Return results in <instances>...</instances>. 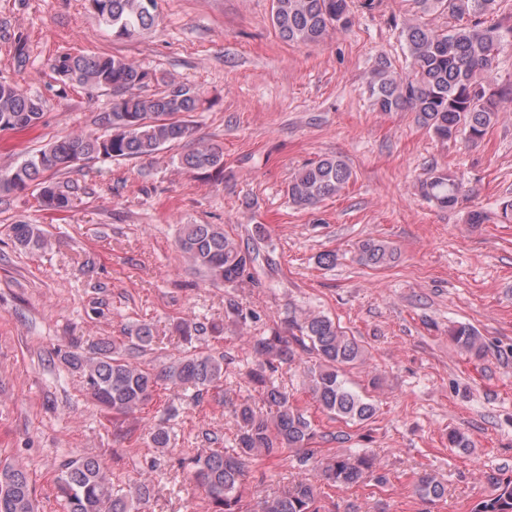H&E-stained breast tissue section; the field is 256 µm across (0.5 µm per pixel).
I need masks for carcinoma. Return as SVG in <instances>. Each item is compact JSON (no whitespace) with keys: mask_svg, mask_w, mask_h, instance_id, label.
<instances>
[{"mask_svg":"<svg viewBox=\"0 0 512 512\" xmlns=\"http://www.w3.org/2000/svg\"><path fill=\"white\" fill-rule=\"evenodd\" d=\"M99 23L117 40H128L154 27L158 0H88ZM421 18L404 28L410 72L396 74L390 59L380 57L371 72L368 89L373 105L381 112L409 109L419 124L446 142L461 139L474 145L499 119V101L512 91L511 84L494 90L484 75L495 70L503 47L512 45V9L507 0H415ZM354 0H273L271 20L280 38L310 46L322 42L332 31H344L355 23ZM448 15L444 28L432 27L422 17ZM52 69L88 92L110 91L112 102L102 112L104 131L73 133L27 155L19 164L0 172V197L39 189L41 206L64 212L78 196L80 186L70 181L52 182L44 173L63 174L79 162L91 159H151L160 151L183 143L191 148L178 158L188 173H224V147L195 140L187 117L207 109L208 101L191 84L177 82L145 69L120 55H58ZM44 117L41 99L13 82L0 78V132H21L39 126ZM352 178L346 161L324 157L304 165L288 182L290 203L312 208L341 193ZM417 190L440 209L454 208L465 194L462 180L445 167L433 166L418 181ZM14 244L25 251L51 245L37 225L17 221L10 225ZM178 248L195 269L213 283L243 281L256 253L242 247L216 224H185ZM395 251L387 243L367 238L357 245V261L372 268L388 265ZM291 336L275 331L252 340L259 363L249 380L262 387L266 410L247 401L239 404L236 446L222 452L197 455L186 475L204 490L212 512H250L244 503L243 477L259 456H277L284 449L304 448L296 458L305 466L314 457L309 447L315 429L306 414L276 384L270 373L282 364L309 359L305 374L315 401L332 418L345 423L366 421L376 406L347 386L345 368L361 364L365 349L331 318L308 314L288 320ZM176 331L188 344L204 333L201 322L177 321ZM456 346L471 357L483 355L478 332L460 323L451 329ZM156 342L150 325L136 326L128 343L105 338L91 341L81 352L65 351L62 363L84 378L87 390L105 409L129 415L152 397L158 382L172 388L203 392L224 378V357L194 347L173 357L158 373L135 361L137 354ZM152 447L171 446V431L163 423L149 432ZM381 488L385 475L375 457L353 449L318 461L317 483L301 480L274 491L260 503L259 512H331L317 484ZM56 484L65 512H140L154 497V487L139 482L125 491L112 485L105 468L94 457H76L60 467ZM415 496L426 503L441 499L445 485L425 473L412 485ZM0 512H35L34 491L27 471L18 463L0 462ZM472 512H512V478L496 480V493L479 502Z\"/></svg>","mask_w":512,"mask_h":512,"instance_id":"1","label":"carcinoma"}]
</instances>
